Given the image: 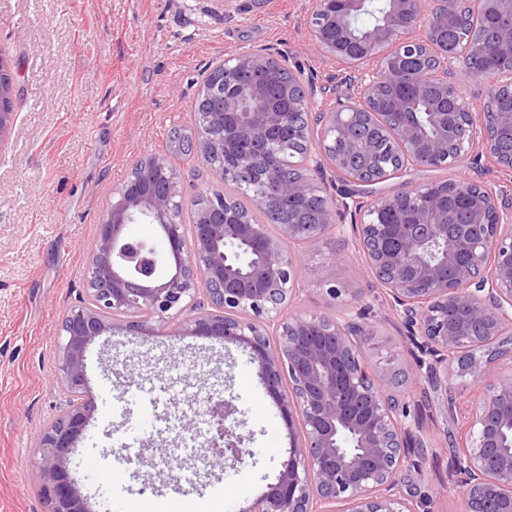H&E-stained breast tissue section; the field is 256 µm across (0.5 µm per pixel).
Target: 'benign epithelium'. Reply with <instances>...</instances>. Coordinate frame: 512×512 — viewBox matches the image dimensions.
<instances>
[{
	"mask_svg": "<svg viewBox=\"0 0 512 512\" xmlns=\"http://www.w3.org/2000/svg\"><path fill=\"white\" fill-rule=\"evenodd\" d=\"M364 6L365 0H339V8L313 27V45L323 56L350 57L349 24ZM458 6L459 0H390L384 22L366 36L367 49L383 48L386 61H378L377 71L359 76L360 100L349 98L318 113L322 130L317 153L307 154L305 161L316 167L325 161L357 186L369 183L364 173L350 171L347 146L336 148V141L347 135L346 116L372 114L382 83L394 72V60L429 43ZM424 15L428 25L422 28ZM437 54L429 80L443 98L462 99L450 80L455 54L446 48ZM279 64L261 52L222 63L218 78L190 105L194 124L189 137L205 161L234 159L231 167L220 165L218 183L243 173L279 193L309 198L315 184L282 182L270 155L272 137L286 124V115L272 109L246 114L239 98H224V87L242 73L263 70L273 77ZM204 95L221 100L220 108L200 111L198 101ZM395 107L404 112V122L396 130L388 123L384 127L399 148L401 167L429 166L441 157L451 165L478 145L481 151L472 161L486 156L497 167L512 170V156L496 148L499 130L512 129V112L490 117L465 112L469 135L450 154L448 115L440 111V103H431L428 113L435 127L432 137L412 120L409 102L397 100ZM15 118L10 78L0 64V145ZM456 187L469 196L470 224L442 223L437 200L416 214L413 223H404L399 202L405 190L370 203L352 190L340 206L359 213L352 229L369 268L401 321L417 329L434 354L432 380L446 388L456 377L477 388L454 462L464 512H512V371L498 370L497 358L489 354H476L512 335V203L470 181ZM186 205L181 177L165 155L137 163L113 193L89 255V302L68 310L61 320L60 385L82 393L89 382L88 350L112 332L116 317L131 318L127 326L133 329L177 320L188 335L248 349L258 379L288 426V459L276 483L242 512H414L399 490L405 427L398 401L385 393V375L370 376L358 358L372 329L347 314L333 319L288 312L299 283L309 274L288 244L316 247L332 231L344 235L343 225L334 223L333 208H325L317 224H280L278 235L271 236L264 225L245 222L222 193L209 196V206L196 212L194 223L184 225L177 215ZM384 211L399 215V223L391 225L397 242L392 249L383 247L373 220ZM139 220L161 228L163 248L127 234V227ZM204 399L211 433L196 461L206 470L244 464L249 451L238 433L235 397L213 388ZM92 412L89 404L72 407L39 439L37 481L48 512H91L67 467V455Z\"/></svg>",
	"mask_w": 512,
	"mask_h": 512,
	"instance_id": "obj_1",
	"label": "benign epithelium"
}]
</instances>
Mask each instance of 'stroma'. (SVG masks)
I'll list each match as a JSON object with an SVG mask.
<instances>
[{
	"instance_id": "obj_1",
	"label": "stroma",
	"mask_w": 512,
	"mask_h": 512,
	"mask_svg": "<svg viewBox=\"0 0 512 512\" xmlns=\"http://www.w3.org/2000/svg\"><path fill=\"white\" fill-rule=\"evenodd\" d=\"M312 0H0V62L14 83L17 114L0 151V512H47L36 481L42 430L70 406L55 374L63 314L87 294V262L96 226L112 193L144 158L164 154L178 171L186 199L211 188L198 156L173 153L175 130L190 129V104L216 62L247 52L286 57L317 88L312 111L357 96L344 63L312 46ZM488 183L512 201V172L481 164L411 165L396 178L363 186L364 200L436 181ZM310 273L292 306L301 315L344 312L372 326L362 349L370 374L403 376L387 384L429 447L414 448L401 466L402 490L416 512H463L448 473L450 434L463 413L448 414L441 396L416 373L420 356L353 236L328 235L319 247H290ZM339 288L330 296L329 288ZM95 404L69 456L90 512H241L275 483L288 457V429L254 375L248 351L231 343L178 334L175 325L134 332L119 327L88 352ZM190 378L189 396L226 388L235 397L245 445L240 470L186 473L172 487L161 449L198 455L206 416L181 428V402L154 423L143 446L123 449L131 488L122 505L108 480L86 468L91 446H112L138 422L106 396L153 397L161 386Z\"/></svg>"
}]
</instances>
